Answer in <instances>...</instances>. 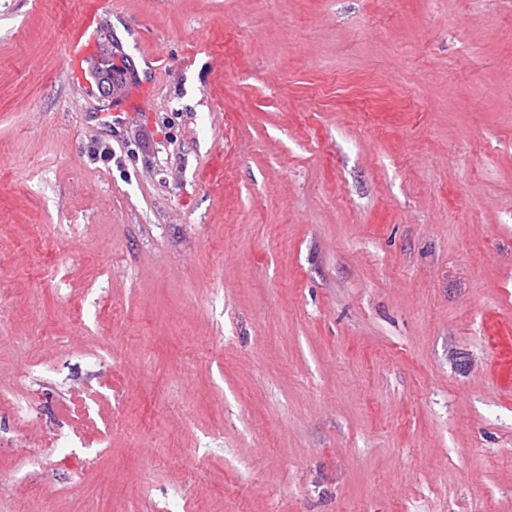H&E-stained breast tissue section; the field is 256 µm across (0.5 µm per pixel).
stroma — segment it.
<instances>
[{
    "mask_svg": "<svg viewBox=\"0 0 512 512\" xmlns=\"http://www.w3.org/2000/svg\"><path fill=\"white\" fill-rule=\"evenodd\" d=\"M0 512H512V0H0Z\"/></svg>",
    "mask_w": 512,
    "mask_h": 512,
    "instance_id": "stroma-1",
    "label": "stroma"
}]
</instances>
